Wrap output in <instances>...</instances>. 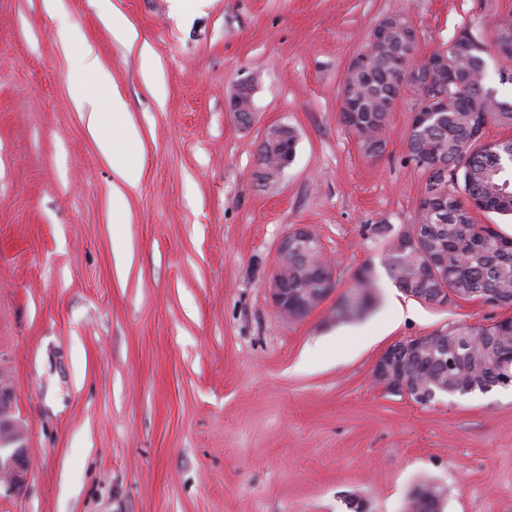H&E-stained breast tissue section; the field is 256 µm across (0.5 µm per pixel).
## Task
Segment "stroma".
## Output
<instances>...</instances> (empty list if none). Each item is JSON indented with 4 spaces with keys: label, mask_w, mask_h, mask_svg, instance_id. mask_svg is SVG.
Masks as SVG:
<instances>
[{
    "label": "stroma",
    "mask_w": 512,
    "mask_h": 512,
    "mask_svg": "<svg viewBox=\"0 0 512 512\" xmlns=\"http://www.w3.org/2000/svg\"><path fill=\"white\" fill-rule=\"evenodd\" d=\"M402 12L418 56L461 28L491 44L512 0H0V376L25 428L29 476L0 512H404L422 482L442 512H512V387L423 407L385 393L390 345L512 318L478 300L406 296L368 224L410 223L405 90L386 150L365 156L340 112L353 55ZM138 33L127 44L111 16ZM94 47L139 136L127 186L74 103L61 24ZM256 78L253 120L228 97ZM295 156L256 179L266 132ZM311 225L336 288L299 320L268 283L279 239ZM375 300L339 321L363 270ZM290 129L291 130H288V126L275 127L270 132H268V134L262 141L261 145L263 149L269 145L275 146L278 143H283V148L281 150V160L277 168L274 169L273 171L274 176L279 174L283 169H285L294 157L297 137L295 130L291 127ZM294 142L295 145L293 147L291 144H293ZM292 149H294V154H288V152H290Z\"/></svg>",
    "instance_id": "obj_1"
}]
</instances>
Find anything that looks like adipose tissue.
<instances>
[{
	"mask_svg": "<svg viewBox=\"0 0 512 512\" xmlns=\"http://www.w3.org/2000/svg\"><path fill=\"white\" fill-rule=\"evenodd\" d=\"M74 52L71 61V81L78 107L92 106L99 97H108L110 109L94 110L88 128L101 148L112 158V165L129 187H137L139 171L127 163L126 157L138 146L137 136L126 121V106L119 94L111 90V79L100 65L93 47L78 33L68 32Z\"/></svg>",
	"mask_w": 512,
	"mask_h": 512,
	"instance_id": "1",
	"label": "adipose tissue"
}]
</instances>
